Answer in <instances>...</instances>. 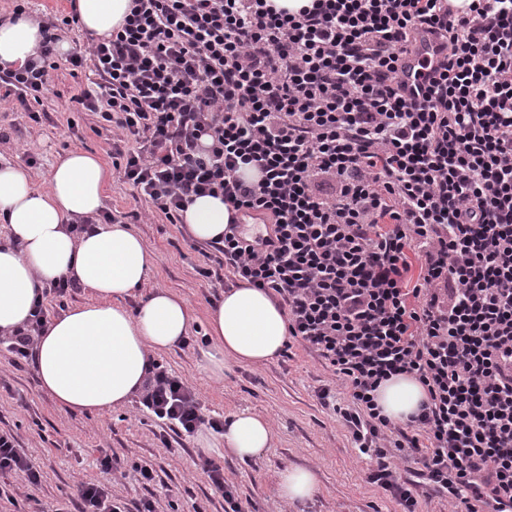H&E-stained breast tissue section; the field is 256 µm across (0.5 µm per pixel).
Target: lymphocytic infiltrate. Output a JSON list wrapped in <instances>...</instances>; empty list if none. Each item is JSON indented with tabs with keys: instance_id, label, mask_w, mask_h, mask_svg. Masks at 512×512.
I'll list each match as a JSON object with an SVG mask.
<instances>
[{
	"instance_id": "1",
	"label": "lymphocytic infiltrate",
	"mask_w": 512,
	"mask_h": 512,
	"mask_svg": "<svg viewBox=\"0 0 512 512\" xmlns=\"http://www.w3.org/2000/svg\"><path fill=\"white\" fill-rule=\"evenodd\" d=\"M38 26L35 57L0 70V100L29 110L60 66L90 69L71 101L120 131L112 165L135 199L178 224L193 197H223L233 216L214 249L345 387L342 404L317 396L372 461L369 482L419 512L397 474L410 460L451 512H512V0L461 15L448 0H313L293 14L130 0L110 37L64 56L78 16ZM422 36L437 56L414 95L402 61ZM46 323L38 299L0 336L12 366ZM402 374L427 400L397 423L375 393ZM139 403L178 434L224 430L155 359ZM8 476L41 478L0 428V497Z\"/></svg>"
}]
</instances>
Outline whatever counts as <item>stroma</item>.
Segmentation results:
<instances>
[{
	"label": "stroma",
	"mask_w": 512,
	"mask_h": 512,
	"mask_svg": "<svg viewBox=\"0 0 512 512\" xmlns=\"http://www.w3.org/2000/svg\"><path fill=\"white\" fill-rule=\"evenodd\" d=\"M58 74V95L46 120L36 123L27 113L0 105V132L8 136L0 142V156L26 167L41 189L67 152L79 149L104 163L112 161L111 130L91 113L70 110L71 96L87 83L85 75L74 78L63 68ZM70 119L77 123L78 135L68 133ZM103 208L129 224L155 257L142 292L161 288L173 293L187 303L192 326L207 331L210 308L232 286L224 274L209 279L199 275L208 244L194 240L186 225L149 216L146 205L118 177L108 182ZM203 349L199 342L186 349L176 346L159 358L199 391L206 415L223 420L247 410L266 418L274 430L273 445L261 459L210 454L223 466L226 482L250 501L251 512H400L389 493L367 483L369 459L358 455L348 430L318 399V388L333 384L334 377L316 357L296 344L287 355L262 365L229 364L223 381L215 383L203 371ZM0 427L17 431L22 450L42 474L36 487L14 481V499L1 500L0 512H40L47 503L75 498L84 481L105 484L123 512H139L147 500L158 512H224L223 498L196 465L201 450L195 437L160 439L156 422L135 401L97 413L69 412L41 389L33 366L0 364ZM104 451L120 457L123 475L101 472L98 458ZM143 462L154 470L152 483H141L133 472ZM289 465L315 472L318 484L310 499L288 504L279 498L278 474Z\"/></svg>",
	"instance_id": "1"
}]
</instances>
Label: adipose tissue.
<instances>
[{"instance_id": "obj_1", "label": "adipose tissue", "mask_w": 512, "mask_h": 512, "mask_svg": "<svg viewBox=\"0 0 512 512\" xmlns=\"http://www.w3.org/2000/svg\"><path fill=\"white\" fill-rule=\"evenodd\" d=\"M81 29L110 34L128 11L129 0H76ZM36 22L0 21V67L21 66L36 54ZM109 173L93 153L74 150L49 173L47 190L35 189L27 171L0 165V217L9 234L0 243V333L28 319L38 290L61 277L93 289L96 302L71 307L50 320L38 338L34 368L41 388L71 412H101L126 404L144 381L150 355L165 352L186 336L189 309L162 289L144 295L136 310L123 301L138 292L154 266L142 239L125 224H104L73 235L70 227L103 206ZM230 212L222 199L195 197L183 214L192 236L221 238ZM214 345L205 371L224 379V362L260 365L272 361L288 340L284 310L263 291L244 285L226 290L208 314ZM426 393L413 376L382 382L376 402L393 421L417 414ZM224 448L242 460L262 457L271 447L270 423L243 410L224 425Z\"/></svg>"}]
</instances>
